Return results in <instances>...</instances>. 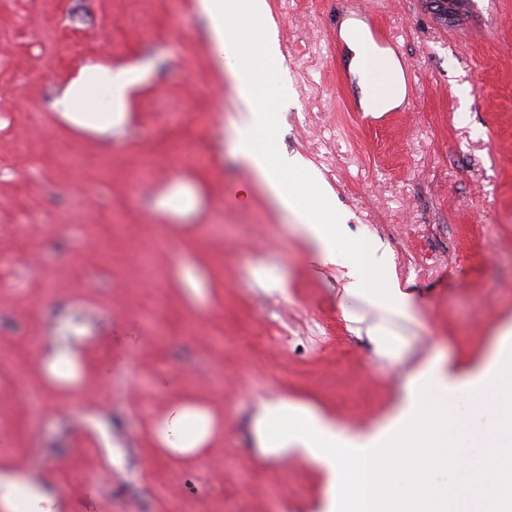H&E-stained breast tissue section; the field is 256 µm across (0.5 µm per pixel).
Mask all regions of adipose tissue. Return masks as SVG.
<instances>
[{
  "mask_svg": "<svg viewBox=\"0 0 512 512\" xmlns=\"http://www.w3.org/2000/svg\"><path fill=\"white\" fill-rule=\"evenodd\" d=\"M208 38L228 62L227 73L244 107L238 123L250 144L236 151L274 205L291 219L325 267L342 268L345 295L375 313L366 333L379 357L400 362L409 340L396 322L415 321L417 305L401 288L393 261L372 244L368 261L345 258L352 244L347 218L332 191L300 154L274 139L287 106L280 49L268 0H199ZM249 65H237L242 54ZM147 68L84 66L61 89L52 106L70 127L103 137L118 132L128 98ZM501 334L483 369L452 383L441 362L425 359L403 390L402 405L382 423L342 427L323 414L283 398L261 402L253 421L263 455L311 463L327 478L329 503L358 512H512L500 490L512 460V351ZM213 435L210 415L184 404L172 407L160 437L176 456L192 455ZM0 512H53L41 485L0 472Z\"/></svg>",
  "mask_w": 512,
  "mask_h": 512,
  "instance_id": "1",
  "label": "adipose tissue"
}]
</instances>
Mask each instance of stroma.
I'll return each mask as SVG.
<instances>
[{
    "label": "stroma",
    "instance_id": "1",
    "mask_svg": "<svg viewBox=\"0 0 512 512\" xmlns=\"http://www.w3.org/2000/svg\"><path fill=\"white\" fill-rule=\"evenodd\" d=\"M269 3L283 143L321 172L358 246L391 252L418 303L399 324L407 358L377 356L344 316L364 303L237 163L243 106L198 0H0V467L48 487L55 512H324L322 471L258 448L262 401L378 423L422 356L466 379L512 325V0H470L452 23L427 0H373L410 69L390 112L360 106L341 37L351 0ZM139 63L151 74L120 135L78 132L52 109L78 68ZM178 183L196 207L158 219ZM31 252L40 270L21 265ZM261 266L285 293L259 287ZM68 321L84 328L73 384L44 369ZM19 386L29 406L13 402ZM177 401L213 417L210 443L181 462L158 433Z\"/></svg>",
    "mask_w": 512,
    "mask_h": 512
}]
</instances>
